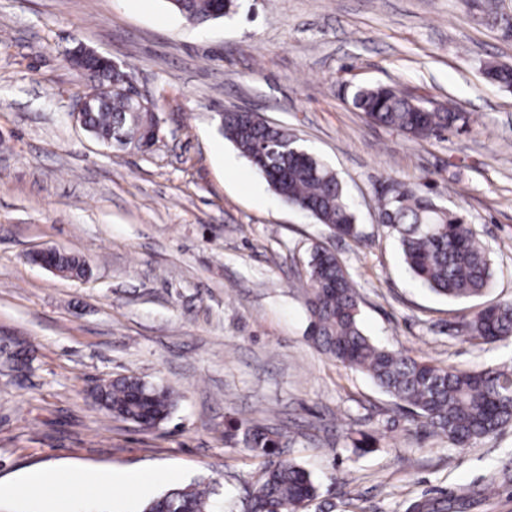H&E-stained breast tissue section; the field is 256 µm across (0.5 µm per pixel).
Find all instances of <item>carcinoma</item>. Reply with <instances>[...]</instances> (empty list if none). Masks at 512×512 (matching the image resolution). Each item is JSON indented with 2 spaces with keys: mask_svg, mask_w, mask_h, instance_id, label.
I'll return each mask as SVG.
<instances>
[{
  "mask_svg": "<svg viewBox=\"0 0 512 512\" xmlns=\"http://www.w3.org/2000/svg\"><path fill=\"white\" fill-rule=\"evenodd\" d=\"M186 20L198 24L235 10L236 0H168ZM488 78L512 87V68L490 64ZM94 83L112 82V99L94 102L86 113L92 135L113 149L141 143L153 117L138 111L139 87L131 70L120 67L88 73ZM352 105L371 124L399 130L418 139L437 138L446 130L468 125L463 112L426 107L392 86L357 89ZM220 131L264 176L288 205L308 213L335 236L359 240L361 230L336 172L302 148L285 127L256 122L251 114L227 110ZM381 222L396 234L404 262L416 281L453 300L482 297L493 276L491 250L459 213L433 198L402 185L380 196ZM53 259L69 276L85 273V263L60 251ZM303 304L308 315L307 338L323 354L365 373L425 432L451 448H466L512 423V359L494 367L459 369L414 359L368 336L361 326L360 296L345 263L322 245L312 247L305 267ZM456 335L480 344L512 339V301L490 304L456 327ZM94 402L112 417L153 428L169 420L177 405L175 392L164 385L143 384L123 377L96 387ZM243 443L263 456H275L280 436L248 427ZM319 496V485L304 467L271 463L251 499L249 512H302ZM141 512H224V499L213 483L172 487L148 500Z\"/></svg>",
  "mask_w": 512,
  "mask_h": 512,
  "instance_id": "1",
  "label": "carcinoma"
}]
</instances>
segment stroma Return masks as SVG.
Returning a JSON list of instances; mask_svg holds the SVG:
<instances>
[{
    "label": "stroma",
    "instance_id": "stroma-1",
    "mask_svg": "<svg viewBox=\"0 0 512 512\" xmlns=\"http://www.w3.org/2000/svg\"><path fill=\"white\" fill-rule=\"evenodd\" d=\"M464 0H239L193 25L167 0H0V485L45 469L66 480L40 496L1 495L9 512H141L161 492L214 482L245 512L266 460L246 426L281 436L310 471L306 512H512V426L463 449L427 436L364 374L307 339L300 290L320 242L345 262L363 326L390 348L444 366L512 357L449 331L481 302L512 299V38ZM84 43L130 68L157 99L160 142L107 149L72 112L89 80L65 59ZM390 85L467 113L468 132L421 140L368 123L360 87ZM259 112L288 128L347 187L364 236H333L289 207L219 133V114ZM425 187L493 249L483 301H451L409 274L378 198ZM55 248L88 267L71 280L34 264ZM171 387L172 418L142 429L99 408L92 390L121 376ZM374 439L354 450L359 433ZM166 469L130 493L85 497L81 474Z\"/></svg>",
    "mask_w": 512,
    "mask_h": 512
}]
</instances>
